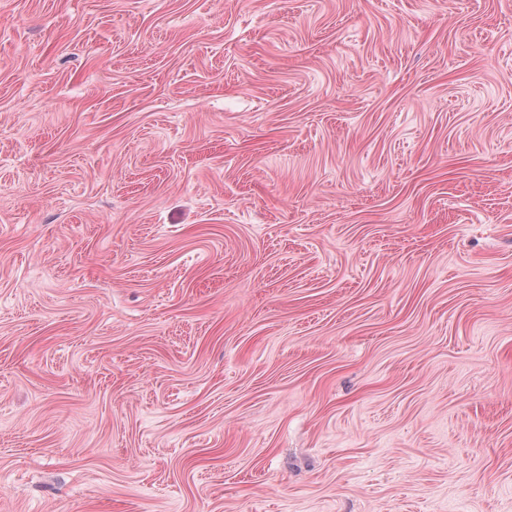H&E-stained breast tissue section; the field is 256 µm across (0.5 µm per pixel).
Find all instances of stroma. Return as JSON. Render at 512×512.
<instances>
[{
    "label": "stroma",
    "instance_id": "35a3bbf8",
    "mask_svg": "<svg viewBox=\"0 0 512 512\" xmlns=\"http://www.w3.org/2000/svg\"><path fill=\"white\" fill-rule=\"evenodd\" d=\"M0 512H512V0H0Z\"/></svg>",
    "mask_w": 512,
    "mask_h": 512
}]
</instances>
